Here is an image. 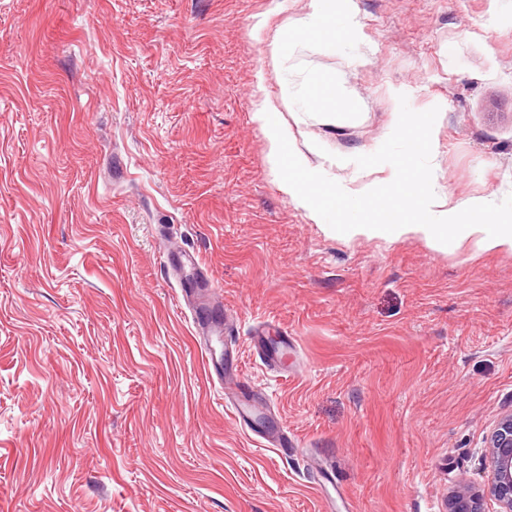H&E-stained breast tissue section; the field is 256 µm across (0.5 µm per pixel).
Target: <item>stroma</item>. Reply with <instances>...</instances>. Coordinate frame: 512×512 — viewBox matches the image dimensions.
Instances as JSON below:
<instances>
[{
    "label": "stroma",
    "mask_w": 512,
    "mask_h": 512,
    "mask_svg": "<svg viewBox=\"0 0 512 512\" xmlns=\"http://www.w3.org/2000/svg\"><path fill=\"white\" fill-rule=\"evenodd\" d=\"M336 9L349 29L284 54L313 0H0V512H446L486 484L512 253L330 234L269 135L382 218L388 160L426 140L412 192L512 219V0ZM175 246L263 393L249 423ZM170 267L180 277L181 288H185V281L189 291L193 288H210L205 286L201 279L202 268L198 255L190 252L175 251L168 256ZM187 277H189L187 279ZM218 305L204 303L192 311L193 324L197 328L196 334L206 330V336L197 341L200 348L203 363L211 373V366L215 369L214 373L219 377L215 368L217 363L215 359V348L213 341L223 343L224 341V318L222 315L214 312Z\"/></svg>",
    "instance_id": "obj_1"
}]
</instances>
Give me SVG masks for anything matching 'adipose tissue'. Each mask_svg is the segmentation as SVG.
Masks as SVG:
<instances>
[{
  "instance_id": "obj_1",
  "label": "adipose tissue",
  "mask_w": 512,
  "mask_h": 512,
  "mask_svg": "<svg viewBox=\"0 0 512 512\" xmlns=\"http://www.w3.org/2000/svg\"><path fill=\"white\" fill-rule=\"evenodd\" d=\"M270 161L286 170L282 182L289 195L299 197L316 223L333 233L374 236L383 233L401 238H420L434 249L472 240L483 250L512 253V224L470 216L450 210L443 198L433 195L404 194L405 204L415 208L416 216L406 223L381 222L368 213L367 201L332 187L312 171L303 154L287 153L279 134L270 136Z\"/></svg>"
}]
</instances>
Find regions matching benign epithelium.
I'll return each mask as SVG.
<instances>
[{
  "label": "benign epithelium",
  "instance_id": "7a95c632",
  "mask_svg": "<svg viewBox=\"0 0 512 512\" xmlns=\"http://www.w3.org/2000/svg\"><path fill=\"white\" fill-rule=\"evenodd\" d=\"M488 482L485 493L495 500L496 512H512V415L502 419L491 435V449L484 456ZM448 512H485L479 494L465 486L448 496Z\"/></svg>",
  "mask_w": 512,
  "mask_h": 512
}]
</instances>
